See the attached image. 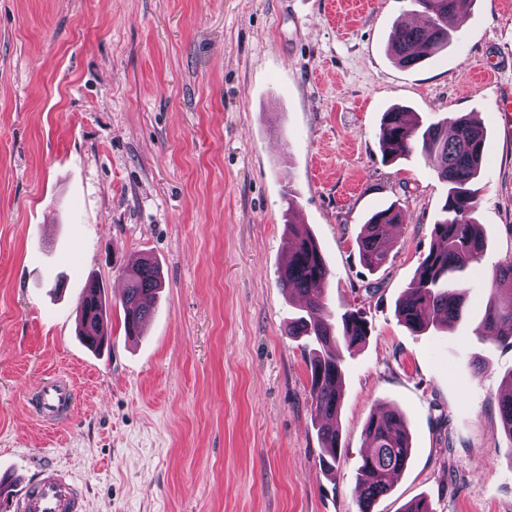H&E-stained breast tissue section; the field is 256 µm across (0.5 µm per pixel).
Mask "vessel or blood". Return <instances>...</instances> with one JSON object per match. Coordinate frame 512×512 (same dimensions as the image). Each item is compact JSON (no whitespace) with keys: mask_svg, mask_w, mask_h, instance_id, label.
<instances>
[{"mask_svg":"<svg viewBox=\"0 0 512 512\" xmlns=\"http://www.w3.org/2000/svg\"><path fill=\"white\" fill-rule=\"evenodd\" d=\"M75 385L63 377H51L42 382L35 395L38 416L63 420L74 411ZM8 512H86V502L79 486L66 474L46 468L24 493L12 497Z\"/></svg>","mask_w":512,"mask_h":512,"instance_id":"vessel-or-blood-1","label":"vessel or blood"}]
</instances>
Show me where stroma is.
Wrapping results in <instances>:
<instances>
[{
    "instance_id": "stroma-1",
    "label": "stroma",
    "mask_w": 512,
    "mask_h": 512,
    "mask_svg": "<svg viewBox=\"0 0 512 512\" xmlns=\"http://www.w3.org/2000/svg\"><path fill=\"white\" fill-rule=\"evenodd\" d=\"M448 48L416 68L388 55L410 0H0V472L56 465L88 512H357L363 426L400 410L407 468L373 512H512V436L498 397L512 348L481 339L484 272L512 258V0H465ZM486 129L474 217L486 249L462 318L411 332L395 305L432 245L447 187L413 155L381 160L383 113ZM296 208H289V201ZM398 208L387 263L357 240ZM317 240L333 318L362 310L341 384V454L319 464L299 311L279 284L288 226ZM147 255L163 288L128 338L116 286ZM109 343L76 307L91 282ZM78 391L45 425L29 397ZM89 290L81 299L77 308L79 320V334L83 342L91 347H99L105 340V321L108 313L105 298L100 286L91 284ZM87 336H99L101 339L90 341ZM34 399V409L38 416L64 420L73 413L75 408V385L66 378L52 376L41 383Z\"/></svg>"
}]
</instances>
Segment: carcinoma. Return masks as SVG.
Listing matches in <instances>:
<instances>
[{
  "mask_svg": "<svg viewBox=\"0 0 512 512\" xmlns=\"http://www.w3.org/2000/svg\"><path fill=\"white\" fill-rule=\"evenodd\" d=\"M411 4L421 16V23L397 26L388 47L391 59L402 68H412L431 58L448 47L455 36L448 19L455 12L456 0H411ZM377 138L385 160L419 154L432 163L438 178L448 186L439 219L432 225L433 245L398 300L396 315L414 332L438 323L450 325L462 312V274L481 261L485 249L473 218L476 202L471 188L484 161V128L470 115L428 125L409 122L405 109L393 106L383 113ZM398 221L399 212L390 206L373 213L363 224L359 249L367 267L377 270L386 263L393 247L391 227ZM288 230V263L280 270L279 281L283 288L302 298V313L288 323V335L307 337L314 344L308 364L311 403L323 419L318 428L320 463L326 471L334 472L340 456L338 385L344 372V353L351 354L362 345L370 329L359 309L345 313L339 325L330 321L323 292L331 272L323 253L307 231L293 224ZM505 278L512 279V259L487 272L493 285ZM160 288L159 266L149 258H139L127 275L120 297L126 335L141 334ZM77 312L83 342L91 348L99 347L101 342L89 337L105 338L108 313L100 286L90 285ZM477 334L512 346V293L504 297L491 289ZM499 412L512 438V377L499 399ZM363 435L367 451L358 467L357 507L358 512H373L375 502L389 493L393 479L406 467L410 438L402 413L394 409L371 414Z\"/></svg>",
  "mask_w": 512,
  "mask_h": 512,
  "instance_id": "obj_1",
  "label": "carcinoma"
}]
</instances>
